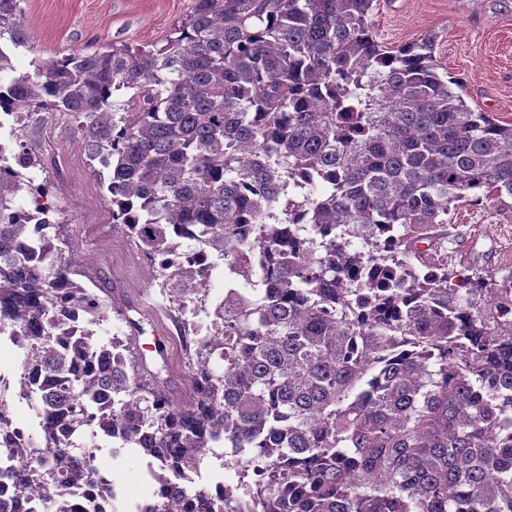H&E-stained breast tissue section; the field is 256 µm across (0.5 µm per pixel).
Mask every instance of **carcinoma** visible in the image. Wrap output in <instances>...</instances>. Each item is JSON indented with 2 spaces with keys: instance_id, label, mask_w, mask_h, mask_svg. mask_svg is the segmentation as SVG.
<instances>
[{
  "instance_id": "carcinoma-1",
  "label": "carcinoma",
  "mask_w": 512,
  "mask_h": 512,
  "mask_svg": "<svg viewBox=\"0 0 512 512\" xmlns=\"http://www.w3.org/2000/svg\"><path fill=\"white\" fill-rule=\"evenodd\" d=\"M26 0H0V74L28 44ZM380 0H195L157 48L76 52L0 81V334L26 357L27 439L0 470L27 512H86L94 438L138 448L162 490L138 512H512V270L429 262L432 229L484 190L512 198V123L438 72L436 35L395 51ZM62 112L110 170L113 227L180 320L193 397L164 392L104 340L113 309L74 282L19 124ZM211 258L195 257L199 246ZM224 297L208 300L218 261ZM91 434V447L81 443ZM245 458L216 498V449ZM49 482L35 492L31 472Z\"/></svg>"
}]
</instances>
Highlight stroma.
<instances>
[{
	"instance_id": "obj_1",
	"label": "stroma",
	"mask_w": 512,
	"mask_h": 512,
	"mask_svg": "<svg viewBox=\"0 0 512 512\" xmlns=\"http://www.w3.org/2000/svg\"><path fill=\"white\" fill-rule=\"evenodd\" d=\"M193 6L194 0H27L22 25L29 45L13 53L12 74L18 77L33 72L35 62L48 64L105 44L162 45ZM372 22L377 41L392 50L436 33V59L442 71L462 81L468 104L512 123V0H381ZM22 141L41 161L32 174L50 186L48 199L58 210L64 255L73 261L77 281L103 299L115 297L134 307L143 328L135 346L147 358L156 356L155 336L167 337L169 391L180 396L185 388L183 345L147 259L120 232H113L108 245L92 240L93 225L111 224L112 209L107 181L90 167L75 122L61 113L27 121ZM431 261L463 274L511 268L512 198L456 202ZM94 454L95 466L114 481L119 501L145 502L142 454L116 455L108 444Z\"/></svg>"
}]
</instances>
